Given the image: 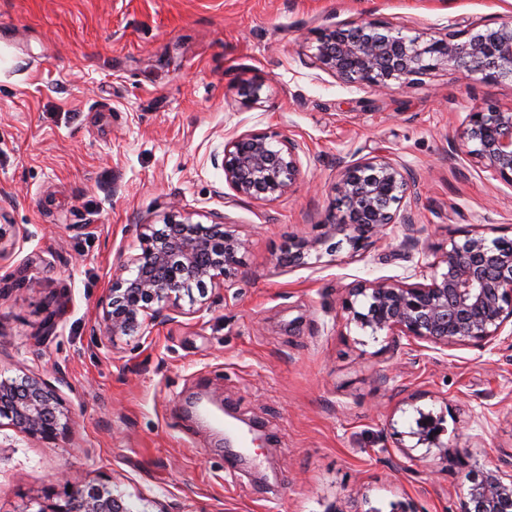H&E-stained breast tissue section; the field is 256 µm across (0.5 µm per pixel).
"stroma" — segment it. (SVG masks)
Listing matches in <instances>:
<instances>
[{
  "label": "stroma",
  "mask_w": 512,
  "mask_h": 512,
  "mask_svg": "<svg viewBox=\"0 0 512 512\" xmlns=\"http://www.w3.org/2000/svg\"><path fill=\"white\" fill-rule=\"evenodd\" d=\"M512 0H0V377L50 384L71 421L50 441L0 426V512L104 485L131 512H453L467 484L423 448L444 414L471 466L512 455V338L448 350L346 327L359 280L413 277L449 234L512 237V187L456 145L470 113L512 109V81L438 70L408 88L346 85L310 58L319 30L362 21L460 39ZM262 85L256 103L238 89ZM247 132L301 145L296 188L235 196L216 159ZM386 154L417 179L413 232L325 239L343 162ZM235 225L249 246L224 289L143 336L96 338L140 227L173 212ZM320 240L305 264L298 238ZM54 331L44 335L46 321ZM197 392L267 440L225 472Z\"/></svg>",
  "instance_id": "stroma-1"
}]
</instances>
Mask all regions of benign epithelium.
Wrapping results in <instances>:
<instances>
[{"instance_id":"benign-epithelium-1","label":"benign epithelium","mask_w":512,"mask_h":512,"mask_svg":"<svg viewBox=\"0 0 512 512\" xmlns=\"http://www.w3.org/2000/svg\"><path fill=\"white\" fill-rule=\"evenodd\" d=\"M313 63L341 82L377 91L391 82L416 83L440 68H463L490 78L512 79V19L503 18L457 42L453 38L424 41L399 33L380 32L374 25L351 22L321 31ZM299 143L275 140L265 133H243L224 145V181L239 198L274 200L292 190L299 175ZM460 150L474 163L512 187V110L472 112L461 134ZM415 178L386 155L344 163L334 190L336 203L325 223L327 235H343L358 249L368 239H381L393 224L413 230L406 200L414 194ZM161 235L142 225L144 247L123 266L102 301L96 334L102 337L144 332L153 323L174 320L180 300L194 285L229 277L247 249L224 225L204 226L189 215L167 220ZM321 239L300 238L288 247V263L299 265ZM422 281L380 279L358 281L346 289L342 309L346 325L378 336H405L448 349L462 343L486 346L512 324V238L487 239L465 232L448 236ZM128 272L130 276L123 277ZM55 389L34 376L0 379V419L30 438L51 440L65 428ZM443 416L418 410L416 428L407 433L414 447L437 449L446 463L461 469L467 493L455 512H512V461L491 462L469 469L465 448L442 440ZM36 512H125L123 502L105 486L77 487L50 508Z\"/></svg>"}]
</instances>
